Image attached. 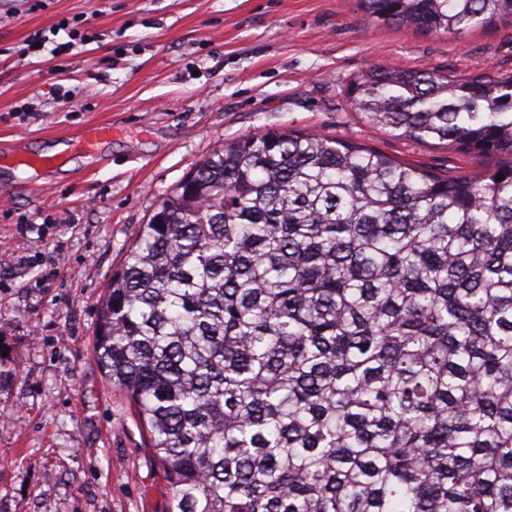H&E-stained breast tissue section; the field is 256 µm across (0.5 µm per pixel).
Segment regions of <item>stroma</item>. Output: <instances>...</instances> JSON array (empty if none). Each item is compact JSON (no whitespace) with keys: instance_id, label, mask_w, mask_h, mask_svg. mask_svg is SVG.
<instances>
[{"instance_id":"35a3bbf8","label":"stroma","mask_w":512,"mask_h":512,"mask_svg":"<svg viewBox=\"0 0 512 512\" xmlns=\"http://www.w3.org/2000/svg\"><path fill=\"white\" fill-rule=\"evenodd\" d=\"M76 19L92 43L22 54L36 33L65 42ZM371 63L512 72V22L454 37L374 23L357 0H0V148L48 152L112 126L106 165L0 167V512H167L163 470L94 358V331L139 225L213 150L305 130L478 172L357 121L341 84Z\"/></svg>"}]
</instances>
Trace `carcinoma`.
Listing matches in <instances>:
<instances>
[{
	"instance_id": "cac0c4a2",
	"label": "carcinoma",
	"mask_w": 512,
	"mask_h": 512,
	"mask_svg": "<svg viewBox=\"0 0 512 512\" xmlns=\"http://www.w3.org/2000/svg\"><path fill=\"white\" fill-rule=\"evenodd\" d=\"M358 2L437 35L512 20V0ZM341 93L482 170L266 130L163 197L94 354L168 512H512V74L372 64Z\"/></svg>"
}]
</instances>
